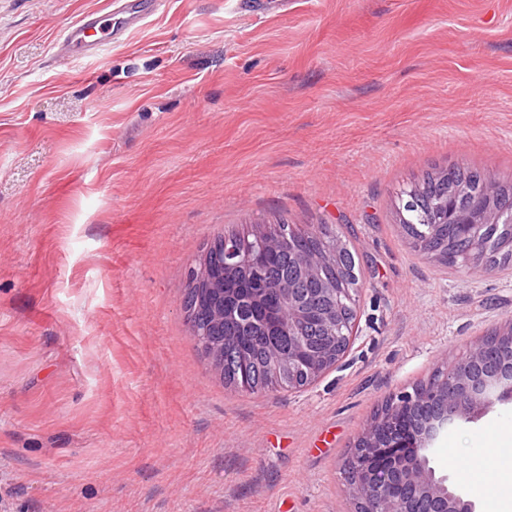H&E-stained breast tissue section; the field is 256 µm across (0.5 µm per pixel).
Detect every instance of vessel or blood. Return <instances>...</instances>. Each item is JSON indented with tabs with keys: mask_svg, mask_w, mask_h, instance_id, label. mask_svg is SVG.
I'll list each match as a JSON object with an SVG mask.
<instances>
[{
	"mask_svg": "<svg viewBox=\"0 0 512 512\" xmlns=\"http://www.w3.org/2000/svg\"><path fill=\"white\" fill-rule=\"evenodd\" d=\"M120 24L92 10L69 25L56 40L54 54L64 60H77L94 56L103 46L119 44L128 31L142 26L149 14L136 5L135 0H119Z\"/></svg>",
	"mask_w": 512,
	"mask_h": 512,
	"instance_id": "1",
	"label": "vessel or blood"
}]
</instances>
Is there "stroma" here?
Listing matches in <instances>:
<instances>
[{
  "instance_id": "obj_1",
  "label": "stroma",
  "mask_w": 512,
  "mask_h": 512,
  "mask_svg": "<svg viewBox=\"0 0 512 512\" xmlns=\"http://www.w3.org/2000/svg\"><path fill=\"white\" fill-rule=\"evenodd\" d=\"M97 58L55 38L110 0H0V512H353L343 461L389 395L512 320V266L415 251L397 195L512 176V0H141ZM330 224L357 335L306 389L225 388L181 307L217 235ZM512 402L439 437L464 479Z\"/></svg>"
}]
</instances>
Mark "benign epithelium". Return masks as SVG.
<instances>
[{"label": "benign epithelium", "instance_id": "7a95c632", "mask_svg": "<svg viewBox=\"0 0 512 512\" xmlns=\"http://www.w3.org/2000/svg\"><path fill=\"white\" fill-rule=\"evenodd\" d=\"M462 235L473 244L463 257L462 265L469 271L489 272L482 245L483 224L471 223L465 213L454 214ZM264 258L262 243L246 249L235 238L224 236L208 261L210 280L221 281L242 261L258 266ZM328 295L336 305L315 313L325 330L328 346L321 352L302 355L297 364H309L305 380L312 383L344 357L354 335L357 314L347 315L342 299H351V289L328 285ZM252 298L259 305L288 304V326L305 314L304 307L293 293L288 296L264 282L256 283ZM476 339L468 353L453 365L438 370L433 377L388 398L357 438L344 462V474L355 504L354 512H475V504L448 485V478L436 475L430 466L429 452L435 440L462 422H470L488 409L512 401V372L507 375L476 377L473 363L479 358ZM424 400L432 410L416 423L411 431L407 450L392 448L391 416L400 409Z\"/></svg>", "mask_w": 512, "mask_h": 512}]
</instances>
